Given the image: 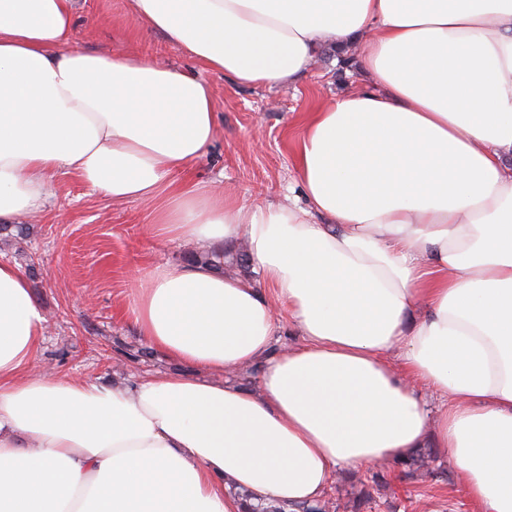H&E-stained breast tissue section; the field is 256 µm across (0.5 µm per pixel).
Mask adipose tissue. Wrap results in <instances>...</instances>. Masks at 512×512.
I'll use <instances>...</instances> for the list:
<instances>
[{"label": "adipose tissue", "instance_id": "obj_1", "mask_svg": "<svg viewBox=\"0 0 512 512\" xmlns=\"http://www.w3.org/2000/svg\"><path fill=\"white\" fill-rule=\"evenodd\" d=\"M129 7L241 85L293 84L327 45L365 81L305 122L306 205L243 204L171 180L216 138L209 83L72 47L76 0H0V223L74 174L147 204L160 238L244 244L264 282L147 270L141 336L202 374L111 387L34 370L47 313L0 261V512L314 505L431 438L474 512H512V0ZM283 313L301 341L273 356ZM259 360L257 391L228 381Z\"/></svg>", "mask_w": 512, "mask_h": 512}]
</instances>
